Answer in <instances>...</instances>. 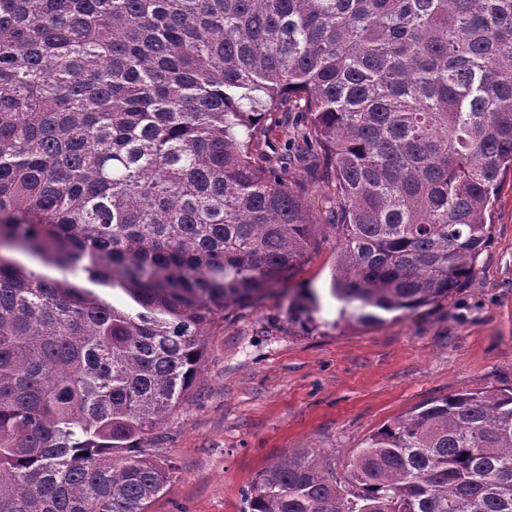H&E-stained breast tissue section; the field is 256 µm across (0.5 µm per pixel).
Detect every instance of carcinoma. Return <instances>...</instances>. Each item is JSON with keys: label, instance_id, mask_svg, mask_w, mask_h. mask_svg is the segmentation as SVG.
I'll list each match as a JSON object with an SVG mask.
<instances>
[{"label": "carcinoma", "instance_id": "1", "mask_svg": "<svg viewBox=\"0 0 512 512\" xmlns=\"http://www.w3.org/2000/svg\"><path fill=\"white\" fill-rule=\"evenodd\" d=\"M333 171L330 294L451 297L512 170V0H0V512H148L150 448L224 313L316 218L257 146ZM47 273L41 274L36 269ZM246 512H512V387L430 398L343 475L299 448ZM281 127L274 128L273 132L269 134V137L267 140H261L258 148L263 151L269 159H271V162L277 166V161L279 157L282 155L288 154L292 151V145L288 148V142H286V137H284L281 133Z\"/></svg>", "mask_w": 512, "mask_h": 512}]
</instances>
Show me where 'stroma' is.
Instances as JSON below:
<instances>
[{
	"label": "stroma",
	"instance_id": "stroma-1",
	"mask_svg": "<svg viewBox=\"0 0 512 512\" xmlns=\"http://www.w3.org/2000/svg\"><path fill=\"white\" fill-rule=\"evenodd\" d=\"M312 211L332 194L316 155L289 169ZM333 229L314 227L277 294L230 309L207 338L200 375L159 429L177 471L149 512H243L255 475L297 448L336 463L425 400L512 386V171L500 182L475 274L413 313L357 321L330 294Z\"/></svg>",
	"mask_w": 512,
	"mask_h": 512
}]
</instances>
